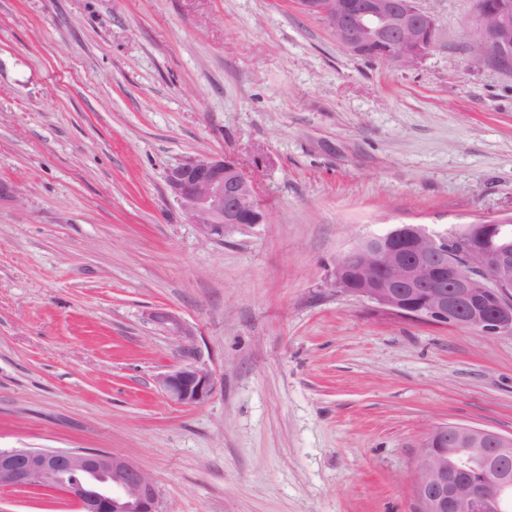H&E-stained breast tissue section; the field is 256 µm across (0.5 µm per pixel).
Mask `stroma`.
<instances>
[{"instance_id":"1","label":"stroma","mask_w":512,"mask_h":512,"mask_svg":"<svg viewBox=\"0 0 512 512\" xmlns=\"http://www.w3.org/2000/svg\"><path fill=\"white\" fill-rule=\"evenodd\" d=\"M417 2L436 41L397 69L296 0H0V448L120 457L164 512H418L433 427L512 435V334L333 286L389 225L512 213V70L471 54L473 0ZM198 154L266 223L199 237L165 185ZM189 364L195 406L156 386ZM0 512L78 509L34 486ZM157 384L172 400L185 405H198L214 393L215 379L209 370L189 364L161 374Z\"/></svg>"}]
</instances>
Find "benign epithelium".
<instances>
[{
  "mask_svg": "<svg viewBox=\"0 0 512 512\" xmlns=\"http://www.w3.org/2000/svg\"><path fill=\"white\" fill-rule=\"evenodd\" d=\"M324 21L350 53L396 68L415 66L436 38L434 18L415 0H297ZM470 43L477 59L512 62V0H474ZM169 194L200 237L219 241L266 222L241 166L212 155L187 157L166 175ZM334 286L403 320L512 333V215L463 225L459 233L424 224H393L336 260ZM151 319L170 335H190L173 314ZM172 400L198 405L214 393L213 374L196 365L157 378ZM460 447H448V426L432 428L422 448L415 495L419 512H512V437L458 426ZM60 485L79 512H163L144 471L96 450L0 449V487Z\"/></svg>",
  "mask_w": 512,
  "mask_h": 512,
  "instance_id": "7a95c632",
  "label": "benign epithelium"
}]
</instances>
